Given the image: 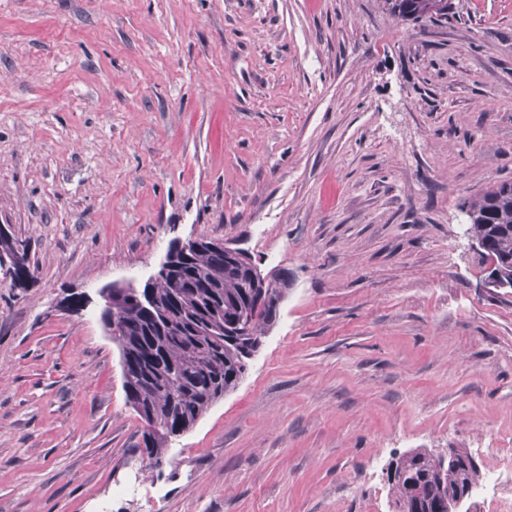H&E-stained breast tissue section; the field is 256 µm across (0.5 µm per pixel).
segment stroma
<instances>
[{"mask_svg": "<svg viewBox=\"0 0 512 512\" xmlns=\"http://www.w3.org/2000/svg\"><path fill=\"white\" fill-rule=\"evenodd\" d=\"M0 0V512H394L414 448L512 436V289L464 201L512 181V0ZM291 286L237 387L170 442L98 290L172 241ZM390 10L399 17L413 21L436 22L448 14V0H387Z\"/></svg>", "mask_w": 512, "mask_h": 512, "instance_id": "stroma-1", "label": "stroma"}]
</instances>
